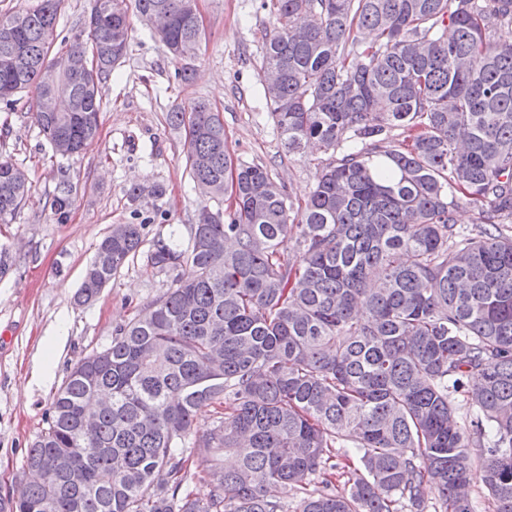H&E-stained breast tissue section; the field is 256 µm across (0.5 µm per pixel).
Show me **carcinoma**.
Instances as JSON below:
<instances>
[{
    "mask_svg": "<svg viewBox=\"0 0 512 512\" xmlns=\"http://www.w3.org/2000/svg\"><path fill=\"white\" fill-rule=\"evenodd\" d=\"M61 3L0 13V90L35 89L34 124L76 154L99 130L98 86L127 54L130 5L96 0L97 22L54 54ZM132 6L169 15L155 33L190 81L204 37L195 0ZM272 8L260 71L282 74L265 95L282 144L342 156L296 206L263 168L234 165L209 102L169 111L194 189L217 207L198 208L187 245L173 228L147 253L149 267L178 271L175 287L71 369L24 461L36 479L0 512H285L349 438L344 488L307 494L299 512H425L428 485L441 512H473L475 462L494 512H512V45L495 39L512 0ZM71 54L89 60L70 79L73 109L46 112L47 72ZM396 126L411 144L383 145ZM16 170L0 159V224L30 191ZM54 180L63 224L77 186L63 165ZM145 193L165 188L128 198ZM460 199L477 210L474 234L456 228ZM143 244V225H114L75 303L95 301ZM98 390L112 402L90 414ZM205 409L213 428L188 448ZM196 454L209 461L205 499L183 491Z\"/></svg>",
    "mask_w": 512,
    "mask_h": 512,
    "instance_id": "cac0c4a2",
    "label": "carcinoma"
}]
</instances>
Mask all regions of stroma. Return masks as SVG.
Segmentation results:
<instances>
[{"instance_id":"stroma-1","label":"stroma","mask_w":512,"mask_h":512,"mask_svg":"<svg viewBox=\"0 0 512 512\" xmlns=\"http://www.w3.org/2000/svg\"><path fill=\"white\" fill-rule=\"evenodd\" d=\"M205 36L192 82L176 75L158 37L130 14L126 57L99 88L98 135L72 157L53 155L32 121V94L0 102V157L23 170L29 197L12 223L0 224V248L15 264L0 278V494L23 484L28 448L48 426L54 394L69 370L109 346L119 326L174 285V272L131 261L90 306L73 296L83 270L115 224H139L146 244L178 228L188 236L201 197L186 170L181 132L171 106L203 98L220 112L234 163L263 167L294 203L308 197L334 154L310 146L287 153L263 94L259 60L275 16L265 0H197ZM69 167L78 193L66 223L49 205L58 164ZM163 184L165 195L131 203L132 184Z\"/></svg>"}]
</instances>
